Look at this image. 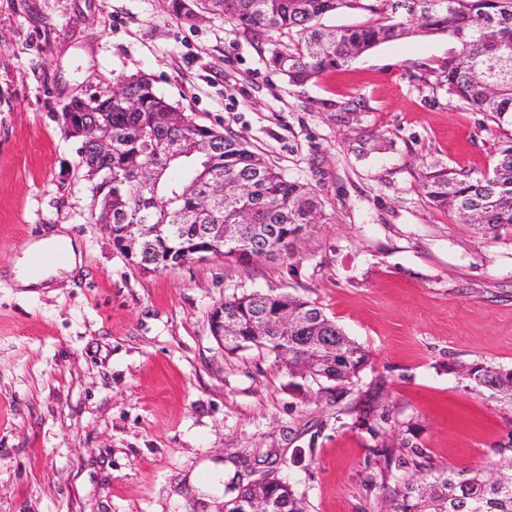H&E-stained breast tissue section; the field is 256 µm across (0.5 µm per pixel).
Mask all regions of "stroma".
Instances as JSON below:
<instances>
[{"instance_id":"stroma-1","label":"stroma","mask_w":512,"mask_h":512,"mask_svg":"<svg viewBox=\"0 0 512 512\" xmlns=\"http://www.w3.org/2000/svg\"><path fill=\"white\" fill-rule=\"evenodd\" d=\"M453 45L416 34L304 84L223 15L162 0H0V272L65 227L80 272L35 295L0 275V512H224L266 470L306 512H387V467L353 408L382 383L389 434L429 469L512 466V398L462 366L512 368V230L431 207L418 173L487 171L486 114L424 86ZM149 74L203 125L241 136L323 202L293 256L134 265L62 122L73 98ZM360 104L358 121L337 112ZM392 148L361 158V140ZM316 303L369 353L343 396L257 347L225 349L211 311L252 291Z\"/></svg>"}]
</instances>
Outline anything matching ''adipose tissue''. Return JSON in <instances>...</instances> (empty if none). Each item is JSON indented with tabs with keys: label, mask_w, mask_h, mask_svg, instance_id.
<instances>
[{
	"label": "adipose tissue",
	"mask_w": 512,
	"mask_h": 512,
	"mask_svg": "<svg viewBox=\"0 0 512 512\" xmlns=\"http://www.w3.org/2000/svg\"><path fill=\"white\" fill-rule=\"evenodd\" d=\"M31 252L46 255L47 260L39 270H31L29 266L17 265L10 276L17 287L26 293H34L36 289L46 287L50 278L65 273H73L82 264V253L78 243L69 235L55 232L50 236L34 242Z\"/></svg>",
	"instance_id": "1"
}]
</instances>
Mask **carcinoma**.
<instances>
[{
  "label": "carcinoma",
  "instance_id": "carcinoma-1",
  "mask_svg": "<svg viewBox=\"0 0 512 512\" xmlns=\"http://www.w3.org/2000/svg\"><path fill=\"white\" fill-rule=\"evenodd\" d=\"M174 17L191 22L200 13L219 12L243 33L267 39L288 33L286 45L274 46L268 64L295 84H305L323 73L347 65L378 45L412 33L444 34L455 49L436 72L431 84L448 99L483 112L496 125L497 137L491 168L475 174L442 164L425 166L419 183L427 202L455 215L469 211L481 230L498 234L512 229V71L491 72L492 60L512 61V0H165ZM360 10L368 21L330 27L321 19L338 11ZM134 106L128 107L109 93L94 92L69 102L74 112L96 117L102 133L112 137V157L102 166L112 168V223L178 224L175 255L199 243L198 224H244L239 243L224 246L222 258L246 262L264 248L291 256L295 242L321 214L313 188L287 178L263 155L250 150L243 139L197 123L173 105L144 73L119 78ZM181 140L182 155L166 151L173 138ZM200 137L219 139L211 157L194 152ZM392 149V141L376 136L360 145L363 156ZM224 182V196L208 197L211 182ZM241 184L249 186L245 195ZM224 315L242 321L239 335H251L257 316L271 318L285 310L302 309L310 327L302 336L327 337L339 346L340 362L332 370V390L338 392L358 378L368 363V353L351 340L315 303L290 293L251 292L224 301ZM465 379L512 396V370L482 363L463 368ZM379 391L365 395L356 420L367 425L375 446L385 459L403 466L421 455L414 435L403 436L396 447L407 455L394 456L386 443L382 423L386 409L378 403ZM270 489L288 500L286 512H302L303 503L293 490L266 473L238 488V495L254 487ZM394 512H512V485L486 481L483 474L444 469L424 473L399 487Z\"/></svg>",
  "mask_w": 512,
  "mask_h": 512
}]
</instances>
